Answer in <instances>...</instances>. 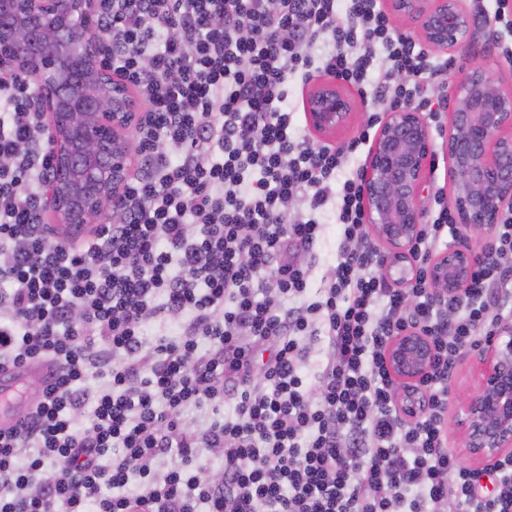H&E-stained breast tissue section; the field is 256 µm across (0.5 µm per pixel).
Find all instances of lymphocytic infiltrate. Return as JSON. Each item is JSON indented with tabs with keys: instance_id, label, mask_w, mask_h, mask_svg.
I'll return each instance as SVG.
<instances>
[{
	"instance_id": "lymphocytic-infiltrate-1",
	"label": "lymphocytic infiltrate",
	"mask_w": 512,
	"mask_h": 512,
	"mask_svg": "<svg viewBox=\"0 0 512 512\" xmlns=\"http://www.w3.org/2000/svg\"><path fill=\"white\" fill-rule=\"evenodd\" d=\"M105 58L141 103L118 222L54 243L40 206L50 152L33 89L0 77V370L45 368L27 415L0 430V512H512L448 448L460 355L512 319V215L460 299L428 264L456 238L436 211L404 288L379 273L352 147L303 135L290 82L356 89L368 141L384 112L438 116L442 70L377 0H98ZM334 211L326 287L311 256ZM180 318L175 338L147 326ZM435 349L406 419L386 364L406 329ZM322 339L315 382L305 341ZM223 417L187 423L188 408ZM223 459L219 480L201 460ZM139 490H129L132 478Z\"/></svg>"
}]
</instances>
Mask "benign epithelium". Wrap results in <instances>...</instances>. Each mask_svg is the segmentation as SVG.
Wrapping results in <instances>:
<instances>
[{"label":"benign epithelium","mask_w":512,"mask_h":512,"mask_svg":"<svg viewBox=\"0 0 512 512\" xmlns=\"http://www.w3.org/2000/svg\"><path fill=\"white\" fill-rule=\"evenodd\" d=\"M386 10L415 22L436 51L462 49L477 32L463 0H386ZM95 13L96 0H0V74H20L34 87L51 156L42 213L72 236L117 219L112 199L137 165L134 100L104 61ZM448 112L440 153L463 240L429 263L443 300L464 294L492 226L512 207V88L474 57ZM306 116L314 133L330 138L352 123L355 102L329 78L309 93ZM437 153L426 115L408 106L385 114L369 150L364 216L382 244L380 272L400 288L415 272L413 246L426 224ZM474 354L478 386L455 400L454 429L466 459L495 463L512 455V326ZM386 359L399 384V410L418 415L425 401L416 385L431 369L433 346L419 332H402Z\"/></svg>","instance_id":"1"}]
</instances>
